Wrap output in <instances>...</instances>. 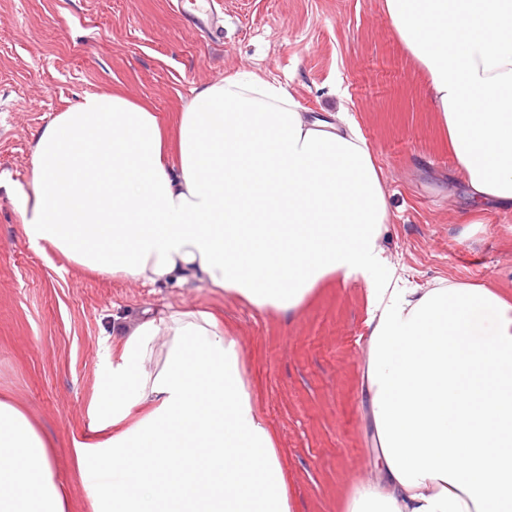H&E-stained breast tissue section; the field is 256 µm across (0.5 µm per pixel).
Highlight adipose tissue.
<instances>
[{
  "instance_id": "ef3b65f1",
  "label": "adipose tissue",
  "mask_w": 512,
  "mask_h": 512,
  "mask_svg": "<svg viewBox=\"0 0 512 512\" xmlns=\"http://www.w3.org/2000/svg\"><path fill=\"white\" fill-rule=\"evenodd\" d=\"M384 7L470 196L512 207V0ZM16 199L33 248L103 276L197 281L284 316L327 278L362 279L377 480L352 512H512V300L400 287L379 243L381 172L350 113L307 122L249 73L194 88L171 129L89 93L36 136ZM99 370L94 438L73 445L93 512H292L222 312L114 316ZM65 509L46 441L0 400V512Z\"/></svg>"
}]
</instances>
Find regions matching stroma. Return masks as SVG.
Masks as SVG:
<instances>
[{
	"mask_svg": "<svg viewBox=\"0 0 512 512\" xmlns=\"http://www.w3.org/2000/svg\"><path fill=\"white\" fill-rule=\"evenodd\" d=\"M216 12L202 29L177 0H0V398L50 444L67 512H92L72 443L91 435L112 318L169 305L223 311L300 512H352L375 477L361 403L363 280L336 275L284 317L195 281L152 288L82 273L21 235L11 189L28 179L39 131L85 94L116 92L169 121L192 88L251 72L282 84L307 115L347 109L381 171V244L404 286L512 297V210L470 199L384 0H220Z\"/></svg>",
	"mask_w": 512,
	"mask_h": 512,
	"instance_id": "stroma-1",
	"label": "stroma"
}]
</instances>
